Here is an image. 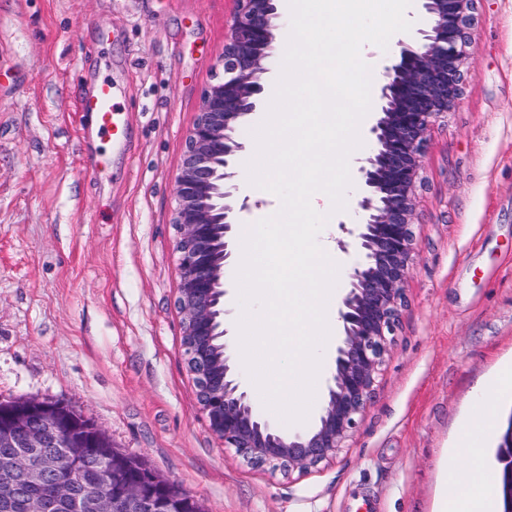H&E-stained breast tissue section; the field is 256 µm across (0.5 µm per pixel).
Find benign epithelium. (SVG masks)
<instances>
[{
  "label": "benign epithelium",
  "instance_id": "benign-epithelium-1",
  "mask_svg": "<svg viewBox=\"0 0 512 512\" xmlns=\"http://www.w3.org/2000/svg\"><path fill=\"white\" fill-rule=\"evenodd\" d=\"M278 2L234 0L224 75L205 91L186 136L175 185V305L185 364L209 430L248 465L290 478L337 458L379 387L417 256L413 225L427 140L459 104L472 75L470 30L477 0H420L429 27L418 29L409 43L398 42L399 51L379 70L377 117L357 169L355 222L349 228L340 223L347 239L338 246L354 256L338 311L341 331L319 420L295 430L272 422L253 399L234 355L226 309L237 226L252 207L232 168L248 148L239 130L267 109L262 76L273 57ZM213 336L224 337V353L209 359L205 343ZM81 447L70 420L51 400H24L0 418V512H182L186 507L167 492L169 480L150 468L112 493L90 492L62 466L69 449ZM93 447L104 470L117 475L126 468L105 432L96 433ZM42 488L48 493H34Z\"/></svg>",
  "mask_w": 512,
  "mask_h": 512
}]
</instances>
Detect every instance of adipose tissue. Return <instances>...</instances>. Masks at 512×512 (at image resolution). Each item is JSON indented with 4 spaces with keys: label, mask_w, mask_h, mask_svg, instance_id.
<instances>
[{
    "label": "adipose tissue",
    "mask_w": 512,
    "mask_h": 512,
    "mask_svg": "<svg viewBox=\"0 0 512 512\" xmlns=\"http://www.w3.org/2000/svg\"><path fill=\"white\" fill-rule=\"evenodd\" d=\"M512 385V366L481 385L469 418L459 427L456 447L464 464L444 462L436 512H495L494 487L499 477L484 461V450L493 431L490 412L500 388Z\"/></svg>",
    "instance_id": "obj_1"
}]
</instances>
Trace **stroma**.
<instances>
[{
    "label": "stroma",
    "instance_id": "1",
    "mask_svg": "<svg viewBox=\"0 0 512 512\" xmlns=\"http://www.w3.org/2000/svg\"><path fill=\"white\" fill-rule=\"evenodd\" d=\"M233 0H0V401L65 402L205 512H435L480 383L512 365V0L423 159L418 255L380 387L334 462L285 478L207 428L182 356L175 179ZM117 90L127 143L79 97Z\"/></svg>",
    "mask_w": 512,
    "mask_h": 512
}]
</instances>
